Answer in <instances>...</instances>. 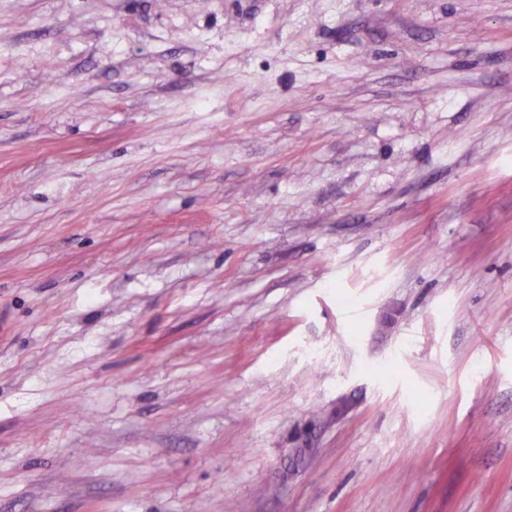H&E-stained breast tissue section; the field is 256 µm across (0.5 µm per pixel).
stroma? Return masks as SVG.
Segmentation results:
<instances>
[{"instance_id": "1", "label": "stroma", "mask_w": 512, "mask_h": 512, "mask_svg": "<svg viewBox=\"0 0 512 512\" xmlns=\"http://www.w3.org/2000/svg\"><path fill=\"white\" fill-rule=\"evenodd\" d=\"M0 512H512V0H0Z\"/></svg>"}]
</instances>
